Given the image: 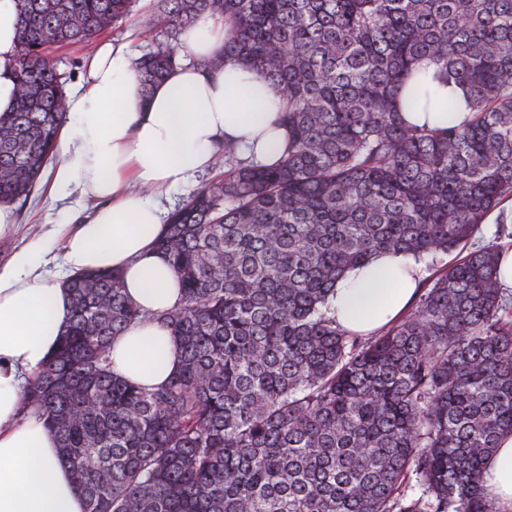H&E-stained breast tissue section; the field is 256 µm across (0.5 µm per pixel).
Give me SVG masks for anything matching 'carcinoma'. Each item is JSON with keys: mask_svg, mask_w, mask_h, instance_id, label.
Instances as JSON below:
<instances>
[{"mask_svg": "<svg viewBox=\"0 0 512 512\" xmlns=\"http://www.w3.org/2000/svg\"><path fill=\"white\" fill-rule=\"evenodd\" d=\"M17 95L0 113V205L24 206L54 156L66 95L51 60L132 0H17ZM204 13L236 59L283 87L288 149L233 163L156 241L181 283L158 316L180 363L162 387L112 372L113 336L147 315L116 270L65 281L73 314L25 391L85 512H496L482 482L512 433V297L494 244L474 243L512 196V0H161L153 21ZM425 57L474 118L405 123L399 89ZM144 94L178 65L137 58ZM466 251L405 317L361 337L328 299L378 251Z\"/></svg>", "mask_w": 512, "mask_h": 512, "instance_id": "carcinoma-1", "label": "carcinoma"}]
</instances>
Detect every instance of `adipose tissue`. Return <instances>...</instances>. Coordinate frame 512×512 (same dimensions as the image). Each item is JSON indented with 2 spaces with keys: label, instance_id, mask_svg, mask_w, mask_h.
I'll return each instance as SVG.
<instances>
[{
  "label": "adipose tissue",
  "instance_id": "obj_1",
  "mask_svg": "<svg viewBox=\"0 0 512 512\" xmlns=\"http://www.w3.org/2000/svg\"><path fill=\"white\" fill-rule=\"evenodd\" d=\"M15 0H0V112L17 93L14 67ZM227 28L211 15L185 27L179 51L191 62L171 71L144 94L136 56L106 43L88 62L86 89L66 97L67 123L60 132V160L52 187L60 197L80 190L99 205L76 225L57 224L16 251L0 268V512H84L68 464L42 420L21 417L24 387L56 350L72 307L64 275L116 270L128 298L150 320L127 327L111 344L112 370L153 389L166 384L179 352L158 313L179 307L181 284L155 241L166 220L157 201L214 163L219 144H237L249 159L267 164L288 148L280 123L283 91L235 61L211 69L207 60L224 47ZM437 63L424 59L415 94L423 107L403 112L408 124L447 129L473 114L465 89L435 80ZM455 100V113L442 112ZM59 243L48 260L51 243ZM424 265L414 256L375 253L346 272L330 298V312L346 331L362 336L391 326L418 296ZM484 487L497 512H512V434L504 435L488 460Z\"/></svg>",
  "mask_w": 512,
  "mask_h": 512
}]
</instances>
